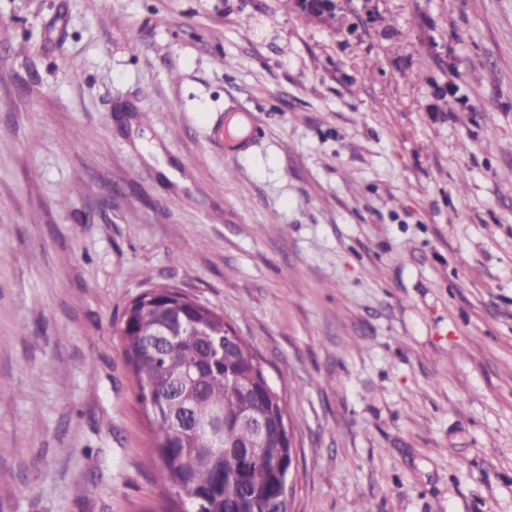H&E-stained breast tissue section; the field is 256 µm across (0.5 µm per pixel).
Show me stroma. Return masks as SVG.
<instances>
[{
	"label": "stroma",
	"mask_w": 512,
	"mask_h": 512,
	"mask_svg": "<svg viewBox=\"0 0 512 512\" xmlns=\"http://www.w3.org/2000/svg\"><path fill=\"white\" fill-rule=\"evenodd\" d=\"M154 283L262 359L292 512H512V0H0V512H163ZM315 0H294L298 12L307 20L326 22L334 18L337 9V0H331L333 5L313 4Z\"/></svg>",
	"instance_id": "35a3bbf8"
}]
</instances>
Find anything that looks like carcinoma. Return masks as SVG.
I'll use <instances>...</instances> for the list:
<instances>
[{
  "label": "carcinoma",
  "instance_id": "carcinoma-1",
  "mask_svg": "<svg viewBox=\"0 0 512 512\" xmlns=\"http://www.w3.org/2000/svg\"><path fill=\"white\" fill-rule=\"evenodd\" d=\"M153 307L143 309L139 304L131 310L128 327L120 331L123 353L131 367L136 400L142 405L152 430L145 450L148 462L161 461L165 481L176 490V499L167 512H194L198 500H203V512H227L232 504L243 502L257 512H290L288 488L283 480L286 468L280 463L288 461L290 448L275 449L279 464L272 456L256 457L248 467L246 476L248 494H243L236 476L237 455L211 453L200 439L184 441L172 437L176 429L168 394L174 390L182 365L184 351L199 352L211 345L209 336H185L178 343L156 353L146 342L149 327L166 319L167 304L178 303L184 318L192 326L204 324L215 332L224 331L226 323L208 306L172 287L151 289ZM232 372L222 375H203L198 381V400L195 413L203 417L213 408H222L227 414L236 413L245 401L238 388V378L257 379V408L282 419L286 411L278 393L268 384L262 367L242 342L233 358Z\"/></svg>",
  "mask_w": 512,
  "mask_h": 512
}]
</instances>
